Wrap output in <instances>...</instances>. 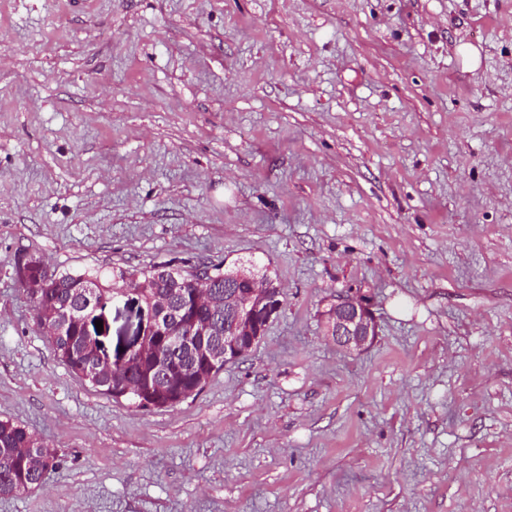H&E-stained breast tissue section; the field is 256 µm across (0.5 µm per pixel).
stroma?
I'll list each match as a JSON object with an SVG mask.
<instances>
[{"label": "stroma", "mask_w": 512, "mask_h": 512, "mask_svg": "<svg viewBox=\"0 0 512 512\" xmlns=\"http://www.w3.org/2000/svg\"><path fill=\"white\" fill-rule=\"evenodd\" d=\"M21 253L250 261L282 307L145 409L59 361ZM0 420L58 460L0 512H512V0H0ZM331 315V336L336 345L363 351L378 335L375 316L365 300L352 291L340 292Z\"/></svg>", "instance_id": "1"}]
</instances>
